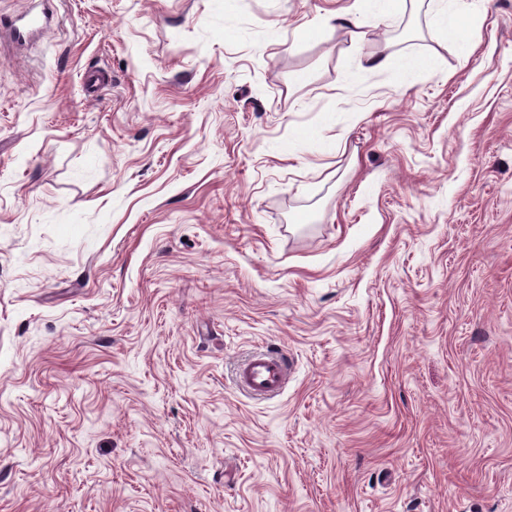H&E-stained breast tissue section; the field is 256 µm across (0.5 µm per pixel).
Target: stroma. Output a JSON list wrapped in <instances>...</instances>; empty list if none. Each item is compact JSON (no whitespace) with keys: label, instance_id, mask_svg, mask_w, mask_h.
<instances>
[{"label":"stroma","instance_id":"stroma-1","mask_svg":"<svg viewBox=\"0 0 512 512\" xmlns=\"http://www.w3.org/2000/svg\"><path fill=\"white\" fill-rule=\"evenodd\" d=\"M353 2L0 29V512H512V0ZM415 1L421 0H356L349 12L335 18L340 26H357L358 16L366 17L371 23H380L387 17L404 15L409 6L412 11ZM460 0H430L433 10L445 21L448 18L463 21L461 25L450 29V34L456 42L457 48L464 54L472 50L478 23L463 15ZM288 365L283 357L274 352L257 350L246 357L237 367L239 385L258 398L279 395L286 384Z\"/></svg>","mask_w":512,"mask_h":512}]
</instances>
